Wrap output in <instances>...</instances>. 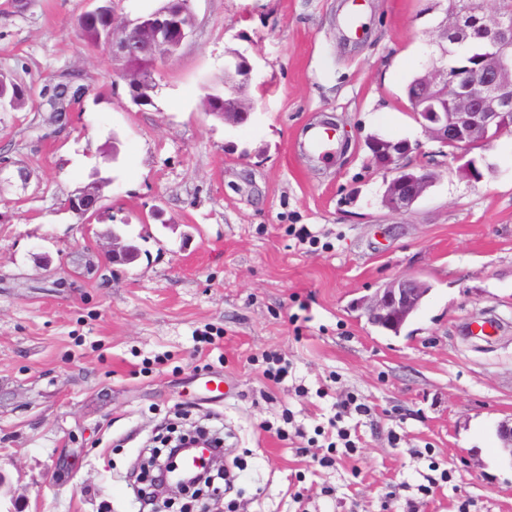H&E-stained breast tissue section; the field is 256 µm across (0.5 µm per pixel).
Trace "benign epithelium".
Wrapping results in <instances>:
<instances>
[{
	"mask_svg": "<svg viewBox=\"0 0 512 512\" xmlns=\"http://www.w3.org/2000/svg\"><path fill=\"white\" fill-rule=\"evenodd\" d=\"M487 0H463L446 16L444 30L459 32L464 23L477 24L488 38L487 51L482 55L479 69H458L453 75L442 66H435L420 78L412 95L415 116L428 138L449 148L453 156L464 161L462 172L478 179L482 174L472 150L487 146L491 141L512 129V22L496 10L485 8ZM191 11L190 0L169 4L168 18L155 26L153 40L160 46L178 48L189 37L192 28L179 21L183 12ZM141 44L135 38L112 41V58L118 59L135 52ZM251 111L240 94L224 95V121L237 124ZM419 150L409 141L389 142L373 152L375 163L393 173L383 195L384 205L394 212H407L432 184L434 174L425 169L410 171L403 160ZM139 256L138 249L124 245L121 238L112 237L108 260L112 263H131ZM430 292L429 285L417 276L393 279L375 293L357 303L369 324L380 329L400 330L420 308ZM165 458L156 460L157 474L148 476L153 498L187 490L196 481L175 476L180 451L169 448L157 452Z\"/></svg>",
	"mask_w": 512,
	"mask_h": 512,
	"instance_id": "obj_1",
	"label": "benign epithelium"
}]
</instances>
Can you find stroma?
I'll return each mask as SVG.
<instances>
[{"mask_svg": "<svg viewBox=\"0 0 512 512\" xmlns=\"http://www.w3.org/2000/svg\"><path fill=\"white\" fill-rule=\"evenodd\" d=\"M192 0L191 35L132 104L93 0H0V512H137L143 449L178 416L223 426L229 488L211 512H512V133L439 154L408 80L438 57L437 0ZM254 108L232 125L203 89L234 56ZM87 96L50 124L41 92ZM346 145L307 153L310 125ZM378 134L422 145L435 182L410 211L382 197ZM102 182L91 222L66 210ZM130 264L104 253L113 233ZM407 274L431 291L400 335L355 304ZM284 358L278 382L263 371ZM357 451L319 465L336 399ZM25 99L24 90L16 84L8 75L0 74V105L20 107Z\"/></svg>", "mask_w": 512, "mask_h": 512, "instance_id": "1", "label": "stroma"}]
</instances>
